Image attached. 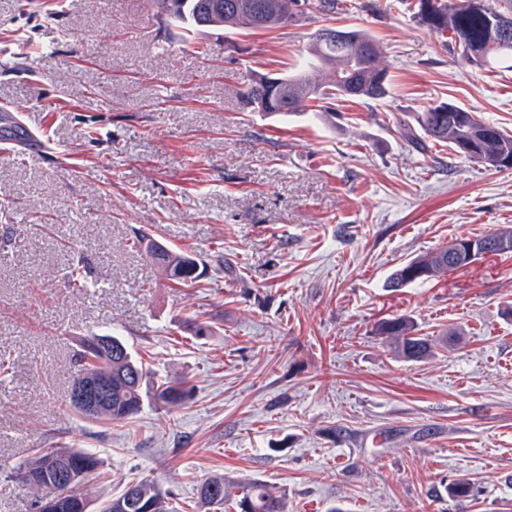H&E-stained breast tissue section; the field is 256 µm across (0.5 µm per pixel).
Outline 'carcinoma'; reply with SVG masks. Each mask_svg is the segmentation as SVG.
Returning <instances> with one entry per match:
<instances>
[{
	"mask_svg": "<svg viewBox=\"0 0 512 512\" xmlns=\"http://www.w3.org/2000/svg\"><path fill=\"white\" fill-rule=\"evenodd\" d=\"M339 0H159L174 19L193 29L220 27L224 34L244 29H272L300 21L309 11L332 15ZM414 16L431 29L450 33L458 60L477 66L505 64L512 69V0H415ZM309 66L327 73L319 81L308 71L284 76H261L242 93L246 105L267 115L295 112L306 101L314 112L336 98L381 100L389 93L388 70L381 61L375 39L361 29L322 28L310 49ZM402 135L416 147L422 139L446 143L453 151L485 168H512V133L482 120L476 113L451 103H441L399 120ZM473 240L483 255L501 254L502 243L512 240V232H493ZM146 252L175 288H193L199 282L198 261L184 252H175L152 240ZM465 267L443 246L408 259L395 267L386 287L393 290L427 281L435 276ZM377 335L390 342L396 356L406 362L427 357L433 349L429 337L418 333L414 322L404 316L381 322ZM112 351L92 349L96 337L81 341L75 355L76 372L88 381L110 384L112 400L93 412L75 403L72 409L89 421L120 422L133 418L150 396L160 408L174 406L191 396L192 387L165 381L144 391L142 363L132 355L127 342L112 334ZM34 458L13 467L10 475L37 487L42 496L52 492L56 466H71L66 491L56 496V512H90V501L79 487L101 466L93 448L53 446L34 449ZM230 504L235 512H287L286 494L278 487L253 480L233 494L222 475L204 479L197 485L194 507L199 512H224ZM103 512H174L169 497L156 482L141 479L126 486L112 498Z\"/></svg>",
	"mask_w": 512,
	"mask_h": 512,
	"instance_id": "1",
	"label": "carcinoma"
}]
</instances>
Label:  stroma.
<instances>
[{
    "mask_svg": "<svg viewBox=\"0 0 512 512\" xmlns=\"http://www.w3.org/2000/svg\"><path fill=\"white\" fill-rule=\"evenodd\" d=\"M386 2L227 36L156 0H0V128L19 111L49 143L0 144V512L38 496L5 467L64 442L103 460L81 488L94 512L142 477L190 512L215 474L276 484L288 512H512V252L385 286L452 238L512 229V169L417 151L395 126L449 102L512 132V70L458 62ZM326 25L379 42L388 96L336 101L325 120L250 111L244 88L306 68ZM142 234L194 255L199 287H171ZM77 255L81 291L63 284ZM399 315L431 356L401 361L376 336ZM194 319L211 335L191 336ZM92 333L123 336L150 380L189 381L190 399L79 417L68 392Z\"/></svg>",
    "mask_w": 512,
    "mask_h": 512,
    "instance_id": "35a3bbf8",
    "label": "stroma"
}]
</instances>
